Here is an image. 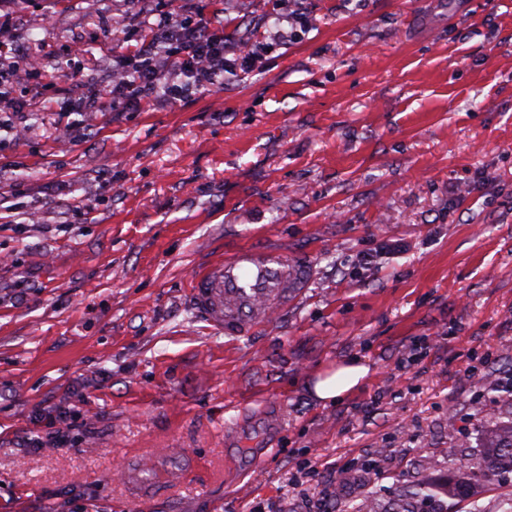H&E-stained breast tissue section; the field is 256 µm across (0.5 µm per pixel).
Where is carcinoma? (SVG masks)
I'll return each mask as SVG.
<instances>
[{"label":"carcinoma","mask_w":512,"mask_h":512,"mask_svg":"<svg viewBox=\"0 0 512 512\" xmlns=\"http://www.w3.org/2000/svg\"><path fill=\"white\" fill-rule=\"evenodd\" d=\"M512 477V417L487 431V443L478 458L462 456L418 488L389 504L367 498L351 512H481L479 497L503 487Z\"/></svg>","instance_id":"1"}]
</instances>
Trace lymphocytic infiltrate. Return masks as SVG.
<instances>
[{
	"mask_svg": "<svg viewBox=\"0 0 512 512\" xmlns=\"http://www.w3.org/2000/svg\"><path fill=\"white\" fill-rule=\"evenodd\" d=\"M254 58L250 49L226 58L224 34L206 18L189 22L169 14L140 45L136 66L113 70L107 84L130 105L161 92L179 100L193 87L206 91L223 86L226 73Z\"/></svg>",
	"mask_w": 512,
	"mask_h": 512,
	"instance_id": "f902f5d3",
	"label": "lymphocytic infiltrate"
}]
</instances>
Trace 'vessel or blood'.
Listing matches in <instances>:
<instances>
[{"label": "vessel or blood", "instance_id": "obj_1", "mask_svg": "<svg viewBox=\"0 0 512 512\" xmlns=\"http://www.w3.org/2000/svg\"><path fill=\"white\" fill-rule=\"evenodd\" d=\"M309 260L276 247H244L193 274L189 304L218 334L241 337L267 324L312 284Z\"/></svg>", "mask_w": 512, "mask_h": 512}]
</instances>
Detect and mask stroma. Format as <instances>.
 <instances>
[{"mask_svg": "<svg viewBox=\"0 0 512 512\" xmlns=\"http://www.w3.org/2000/svg\"><path fill=\"white\" fill-rule=\"evenodd\" d=\"M168 11L255 64L68 111ZM0 50V512H129L134 455L139 512H349L483 453L473 409L512 408V0H0ZM263 244L315 283L212 332L191 275ZM353 360L365 382L317 400ZM368 374V366L354 360L318 380L313 392L320 401L333 402L360 386Z\"/></svg>", "mask_w": 512, "mask_h": 512, "instance_id": "1", "label": "stroma"}]
</instances>
